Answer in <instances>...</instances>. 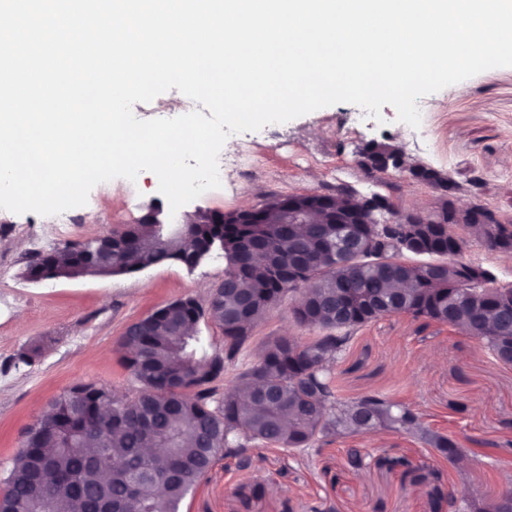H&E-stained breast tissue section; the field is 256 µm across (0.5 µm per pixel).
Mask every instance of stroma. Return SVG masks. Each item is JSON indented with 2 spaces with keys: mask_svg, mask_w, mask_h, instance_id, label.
I'll list each match as a JSON object with an SVG mask.
<instances>
[{
  "mask_svg": "<svg viewBox=\"0 0 512 512\" xmlns=\"http://www.w3.org/2000/svg\"><path fill=\"white\" fill-rule=\"evenodd\" d=\"M423 126L411 142V126L383 106L378 121L354 122L356 105L337 103L249 135L259 164L225 171L220 188L186 204V211L240 209L247 188L250 206L276 197L346 188L357 196L380 195L397 213L433 212L439 192L396 169L368 174L358 154L371 141L399 146L407 162H422L456 182L476 185L482 200L512 218V67L484 71L417 99ZM196 104L172 89L152 102L137 103L142 120L173 118ZM158 178H115L96 185L85 205L69 209V223L53 216L0 209V473L9 469L26 429L70 387L94 382L119 397H133L118 341L125 327L179 298L204 299L224 279V256L214 253L195 271L176 264L133 275L33 282L29 262L39 253L85 241L138 223L149 206H167ZM292 296H284L252 330V339L228 366L235 374L254 363L263 343L275 336L307 341L312 330L296 325ZM33 350L31 364L14 356ZM340 393L357 398L380 391L419 412L425 426L463 440L488 442L486 456L452 467L420 441L378 427L335 439L318 450L293 453L256 445L244 457H220L188 496L183 512H242L239 490L252 497L251 512H432L428 486L401 487L396 472L378 463L404 456L441 483L478 502L493 499L505 476L498 449L512 443V366L493 360L482 344L443 325L420 326L407 315L377 318L356 334L335 366ZM361 449L352 468L348 451Z\"/></svg>",
  "mask_w": 512,
  "mask_h": 512,
  "instance_id": "35a3bbf8",
  "label": "stroma"
}]
</instances>
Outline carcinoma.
I'll return each mask as SVG.
<instances>
[{
  "instance_id": "obj_1",
  "label": "carcinoma",
  "mask_w": 512,
  "mask_h": 512,
  "mask_svg": "<svg viewBox=\"0 0 512 512\" xmlns=\"http://www.w3.org/2000/svg\"><path fill=\"white\" fill-rule=\"evenodd\" d=\"M263 220L224 225V298L210 314L195 298L171 301L120 337L138 384L135 396L118 399L104 386L84 383L79 404L63 395L51 405L0 480V512H98L104 501L118 512H180L219 455H243L257 443L306 450L363 426L428 443L453 467L480 455L484 442L464 445L435 434L399 400L378 393L344 398L333 366L361 327L400 314L427 325L463 326L497 361L512 365V322H497L500 306L512 304V288L479 280L475 263L464 260L465 240L443 224H289L273 201ZM217 229L201 224L187 236L163 237L153 224H131L136 255L115 253L112 275H129L142 262L179 265L199 235ZM464 229L488 250L512 254L508 226ZM259 239L267 248L250 252ZM440 253L448 260L433 263ZM90 269L76 245L38 256L26 276ZM297 291L294 321L320 334L268 341L215 398L209 384L234 361L254 324ZM205 317L223 329L224 352L209 351L198 336ZM378 463L400 469L403 484L439 480L403 457ZM430 497L436 512L444 503L448 512H512V480L487 502L437 485Z\"/></svg>"
}]
</instances>
